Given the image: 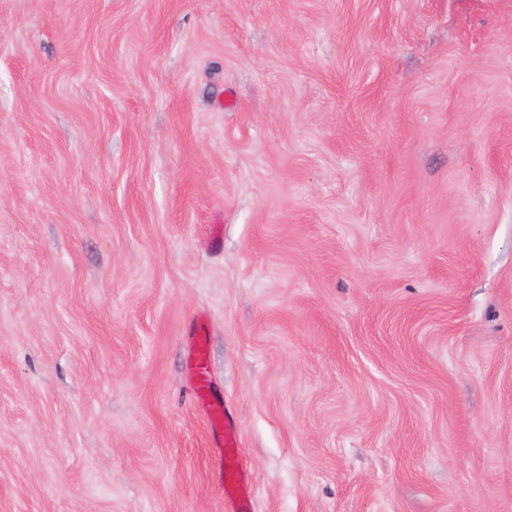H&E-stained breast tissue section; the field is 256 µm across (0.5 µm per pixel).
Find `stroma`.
I'll return each instance as SVG.
<instances>
[{
	"label": "stroma",
	"instance_id": "1",
	"mask_svg": "<svg viewBox=\"0 0 512 512\" xmlns=\"http://www.w3.org/2000/svg\"><path fill=\"white\" fill-rule=\"evenodd\" d=\"M512 512V0H0V512ZM204 325L199 324L198 337L188 353V370L196 381L198 400L213 429L224 426V493L234 512H247L250 509L248 476L239 452V438L233 429L225 427L224 407L220 401L212 400L207 390L209 381V353L207 338H201Z\"/></svg>",
	"mask_w": 512,
	"mask_h": 512
}]
</instances>
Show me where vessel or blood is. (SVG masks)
I'll list each match as a JSON object with an SVG mask.
<instances>
[{
	"instance_id": "1",
	"label": "vessel or blood",
	"mask_w": 512,
	"mask_h": 512,
	"mask_svg": "<svg viewBox=\"0 0 512 512\" xmlns=\"http://www.w3.org/2000/svg\"><path fill=\"white\" fill-rule=\"evenodd\" d=\"M187 362L189 373L196 381L198 400L211 428L224 432V492L233 512H248L250 506L248 476L239 452V438L234 430L224 425L222 403L212 400L208 395L210 381L206 339L200 337L193 342Z\"/></svg>"
}]
</instances>
